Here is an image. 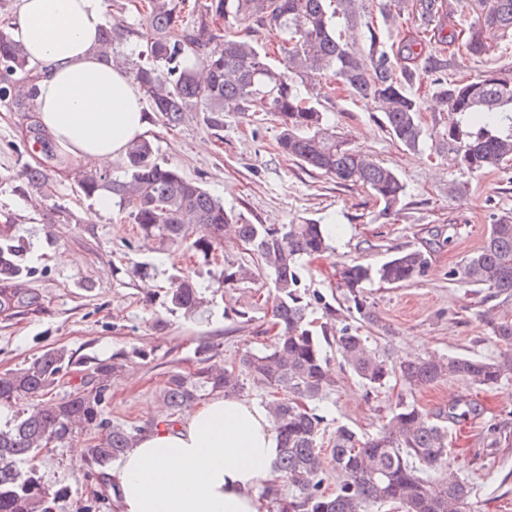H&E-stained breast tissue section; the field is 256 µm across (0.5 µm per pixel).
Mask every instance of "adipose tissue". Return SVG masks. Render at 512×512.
Here are the masks:
<instances>
[{
	"label": "adipose tissue",
	"mask_w": 512,
	"mask_h": 512,
	"mask_svg": "<svg viewBox=\"0 0 512 512\" xmlns=\"http://www.w3.org/2000/svg\"><path fill=\"white\" fill-rule=\"evenodd\" d=\"M106 0H17L12 38L34 76L33 110L62 155L105 166L144 136V96L97 53ZM280 436L267 409L217 394L176 422L156 418L104 485L119 512H262Z\"/></svg>",
	"instance_id": "1"
}]
</instances>
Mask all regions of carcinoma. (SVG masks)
<instances>
[{
	"label": "carcinoma",
	"mask_w": 512,
	"mask_h": 512,
	"mask_svg": "<svg viewBox=\"0 0 512 512\" xmlns=\"http://www.w3.org/2000/svg\"><path fill=\"white\" fill-rule=\"evenodd\" d=\"M472 19L457 21L463 32L458 51L481 57L492 45L486 33L512 41V0H473ZM378 4L381 21L370 6ZM445 0H205L196 18L180 16L175 0H147L153 38L145 54L128 64L150 111L167 124L188 112L208 113V124L224 126V113L266 112L280 122L279 151L299 164L331 175L342 185L366 189L381 205L380 213L397 211L406 195L398 173L348 146L336 135L328 113L320 109V80L336 78L351 96L379 104L389 135L412 152L428 150L448 158L460 171L475 174L512 160V70L490 69L477 79H448V57L417 39H400L399 26L414 16L423 31L441 30ZM224 18V29L210 28L208 18ZM260 29L281 35V59L249 40ZM128 30L108 23L100 33V56L115 58L116 44ZM28 67L23 47L0 32V100L27 106L34 90L22 96L11 77ZM433 76L434 108L459 119H434L426 129L421 107L411 94L415 71ZM151 140L133 143L126 154L123 178L88 172L79 183L87 197L108 192L128 211L142 237L160 245L190 248L207 259L223 247L224 231L234 215L198 182L155 157ZM18 190L37 188L47 179L43 167L22 172ZM240 241L251 247L269 272L275 290L273 317L279 334L260 352L240 360L241 372L256 385L283 391L268 402L278 430L281 455L276 470L288 479L286 495L267 486L261 498L276 512H369L390 505L401 512H471L472 488L450 473L432 481L422 471L436 468L448 453V427L425 416L415 405L398 402L388 421L372 437L339 426L331 437V456L340 481L333 494L322 490L326 458L319 447L323 416L314 403L333 382L320 340L305 326L309 303L301 287L299 261L325 251L333 230L325 224L235 225ZM427 257L418 249L401 251L376 266L350 264L340 272L341 287L359 320L379 323L366 304L363 288L377 281L400 287L424 272ZM30 270L24 247L9 234L0 235V319L10 321L41 310L42 295L27 286ZM451 276L488 290L485 298L512 300V216L490 225L483 246ZM252 278L241 267L224 266L220 288H235ZM162 303L174 311L201 308L199 290L189 274L174 275L162 290ZM503 347L497 359L431 356L393 365L348 327L336 343L353 372L373 387L391 377L410 390L444 377L490 386L512 378V319L491 321ZM214 348L197 346L202 367L191 375L171 373L163 390L170 415L194 406L203 395H236L244 383L233 372L212 363ZM77 363L65 348H48L22 368L0 375V405L25 398L28 408L0 426V512H52L58 496L40 490L15 467L51 442H62L83 425H97L102 436L89 451V463L105 468L124 456L138 434L135 427L114 424L107 404L115 360L82 361L80 382L55 398L59 379Z\"/></svg>",
	"instance_id": "carcinoma-1"
}]
</instances>
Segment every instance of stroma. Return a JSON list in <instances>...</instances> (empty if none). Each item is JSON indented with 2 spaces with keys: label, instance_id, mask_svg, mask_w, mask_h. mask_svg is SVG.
Listing matches in <instances>:
<instances>
[{
  "label": "stroma",
  "instance_id": "obj_1",
  "mask_svg": "<svg viewBox=\"0 0 512 512\" xmlns=\"http://www.w3.org/2000/svg\"><path fill=\"white\" fill-rule=\"evenodd\" d=\"M488 55L449 59L448 75L472 80L490 68L512 69V42L492 40ZM324 110L336 133L369 158L395 169L406 185L401 209L381 216L361 187L344 186L321 171L282 155V131L274 116L232 112L222 129L206 124L201 113L167 125L148 114L147 136L158 161L177 167L221 199L225 209L253 224H326L339 235L325 252L301 262V284L310 302L308 328L315 336L358 330L391 362L408 356L465 355L495 359L502 350L492 335L472 286L451 281L448 273L483 244L490 224L512 214V161L484 173L463 175L447 159L405 151L379 123L370 101L356 99L337 81H328ZM33 113L14 111L0 101V230L25 244L32 288L43 295L41 312L0 321V374L22 367L49 347L75 357L107 360L129 353L112 379L108 415L112 421L144 427L162 411V392L171 372L193 373L195 350L208 342L215 359L238 368L243 354L270 345L278 332L272 316L274 288L250 246L229 237L214 261L187 246L167 249L144 240L127 212L111 206L97 223L84 220L95 199L85 197L75 179L85 162H52L40 189L20 194L18 176L42 162L27 143ZM419 249L428 265L409 285L368 284L364 298L390 334L358 322L340 288L344 265H376L399 251ZM248 267L253 280L218 289L214 276L223 265ZM193 273L206 304L194 315L167 311L157 298L176 271ZM144 351L145 359L135 358ZM324 351L335 384L319 402L325 436L346 425L372 436L399 401L416 404L429 415L449 417L448 456L441 471H453L473 487L474 512H512V379L479 387L445 378L412 392L399 381L373 387L344 363L336 343ZM101 432L89 426L64 442L18 462V469L49 493L58 494L53 512H115L102 487L104 471L76 458Z\"/></svg>",
  "mask_w": 512,
  "mask_h": 512
}]
</instances>
